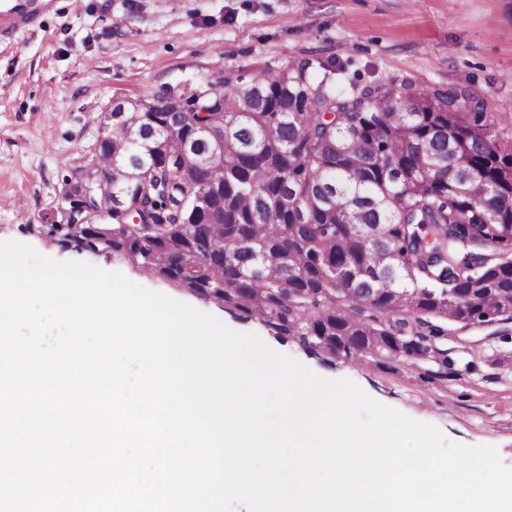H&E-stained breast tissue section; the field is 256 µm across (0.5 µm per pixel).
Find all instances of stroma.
Listing matches in <instances>:
<instances>
[{"instance_id":"35a3bbf8","label":"stroma","mask_w":512,"mask_h":512,"mask_svg":"<svg viewBox=\"0 0 512 512\" xmlns=\"http://www.w3.org/2000/svg\"><path fill=\"white\" fill-rule=\"evenodd\" d=\"M298 66L332 95L404 77L469 91L512 120V0H53L36 26L0 39V241L121 272L448 440L495 446L512 466V335L498 325L450 333L444 372L429 361L365 366L278 340L260 315L224 310L125 255L34 233L57 219L63 183L90 162L113 100L227 90Z\"/></svg>"}]
</instances>
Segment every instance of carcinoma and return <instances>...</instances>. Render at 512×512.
Segmentation results:
<instances>
[{"instance_id": "carcinoma-1", "label": "carcinoma", "mask_w": 512, "mask_h": 512, "mask_svg": "<svg viewBox=\"0 0 512 512\" xmlns=\"http://www.w3.org/2000/svg\"><path fill=\"white\" fill-rule=\"evenodd\" d=\"M168 98L114 113L97 143L95 170L146 173L93 202L114 233L63 219L48 235L350 360L446 364L450 327L512 320V127L478 98L397 77L336 97L303 67ZM188 152L203 167L186 179Z\"/></svg>"}]
</instances>
